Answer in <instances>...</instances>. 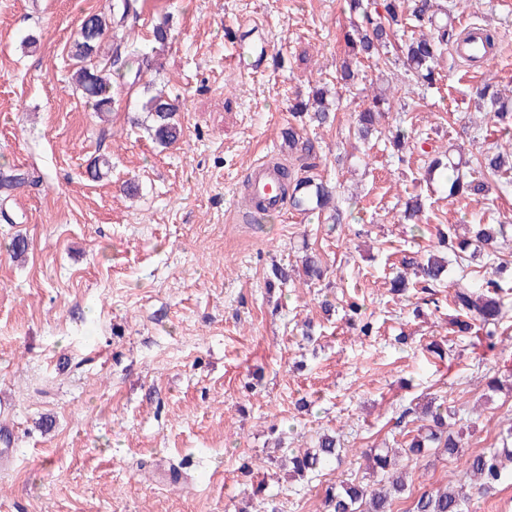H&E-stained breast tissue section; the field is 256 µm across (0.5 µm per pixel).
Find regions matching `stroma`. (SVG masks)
I'll return each instance as SVG.
<instances>
[{"instance_id": "obj_1", "label": "stroma", "mask_w": 512, "mask_h": 512, "mask_svg": "<svg viewBox=\"0 0 512 512\" xmlns=\"http://www.w3.org/2000/svg\"><path fill=\"white\" fill-rule=\"evenodd\" d=\"M108 4L0 0V167L29 174L0 191V512H322L329 486L368 481L365 449L403 446L402 406L430 397L455 411L450 430L466 452L501 447L512 389L487 382L512 380V292L503 341L489 351L458 332L452 289L395 295L390 280L403 254L436 251L449 226L512 214V173L479 201L425 180L449 146L512 144V126L475 109L484 86L512 91V0L448 5L457 27L497 29L486 67L448 50L440 80L416 85L393 45L386 64L361 62L343 90L345 0H138L135 48L150 50L163 21L172 38L160 70L118 80V102L100 116L71 88L69 45L84 16ZM243 16L266 43L253 68L234 62ZM316 87L338 94V109L333 123L304 130L315 153L303 162L282 132L293 100ZM385 87L394 106L361 143L357 115ZM158 89L183 129L166 148L140 109ZM399 128L407 139L397 148ZM99 156L112 167L95 179ZM261 161L336 185L340 225L289 207L245 221L244 188ZM416 194L425 210L412 225L402 213ZM17 236L20 258L9 249ZM308 251L327 266L324 281L267 286L272 264ZM352 296L371 336L348 321ZM434 341L445 357L429 351ZM327 431L340 438L341 463L289 478L282 450ZM400 464L410 494L393 512L463 478V461L441 454ZM259 481L263 496L245 503Z\"/></svg>"}]
</instances>
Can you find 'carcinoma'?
Listing matches in <instances>:
<instances>
[{
	"label": "carcinoma",
	"instance_id": "cac0c4a2",
	"mask_svg": "<svg viewBox=\"0 0 512 512\" xmlns=\"http://www.w3.org/2000/svg\"><path fill=\"white\" fill-rule=\"evenodd\" d=\"M352 13L361 14V22H351V30L346 34L348 46L357 58H373L375 64L383 61L382 55L391 44L395 28L411 20L422 27L426 22L433 28L427 35L411 31L404 40L400 51L403 63L407 66L415 82L432 84L435 82L436 67L445 48H452L466 38L464 31L448 22L438 21L441 15H448V7L440 0H383L385 14L372 16L364 7V0H347ZM137 0H115L107 13H90L84 17L80 28L73 37L69 54L76 61L74 73L76 90L92 106L94 111L104 113L112 111L114 96L112 93V75L125 77L124 68L137 64L135 76H140L143 69H150L156 64V54L164 49L169 41V28L164 24L155 26L153 31L155 47L149 53L128 52L122 54L121 45H115L113 59L100 56V47L111 32L125 31L128 22L137 20ZM512 100L505 101L497 93L485 86L478 93V108L484 110L496 121L512 119L508 108ZM152 118L153 137L162 146L171 145L180 140L181 126L174 120L177 106L169 98L157 94L149 97L142 106ZM299 112L308 115L309 121L319 126L335 120L330 103L324 92L317 89L311 99L296 107ZM390 110V100L386 93L374 95L372 104L359 112L358 137L366 141L376 130L378 119ZM283 139L288 147L309 157L314 145L303 139L297 129L290 125L283 132ZM512 170V148L475 146L472 159L463 154L448 153L445 159L435 158L428 165V180L438 181L448 191V197L486 196L489 191V178ZM281 177L280 188L289 204L306 213L314 210L330 211L331 219H336L338 211L336 192L333 188L301 178L285 167L278 168ZM470 237L458 238L450 231L441 236L440 243L457 238L453 253L456 263L464 261V255L473 243L477 242L491 250L488 254L492 276L481 284V291L475 292L469 286L454 282L453 295L457 311L465 319L457 320L458 331L467 333L472 323L477 322L484 330L485 340L494 346L497 328L502 324L504 303L501 297L504 287L512 283V264L499 261L497 249L502 247L506 238L505 222L497 224H471ZM403 271L391 279V289L404 292L410 288L407 274L413 275L415 283L422 288L443 286L448 280L449 260L431 255L419 260L404 257L401 260ZM304 274L309 281H320L325 272L321 261L316 256L304 260ZM413 418L421 422L410 442L407 452L413 456L424 455L430 448H441L450 457L463 452L461 441L448 434V409L435 405L430 400L422 407H406L399 420ZM340 443L336 435L324 433L317 439L311 450L292 453L286 459L288 468L297 476H305L320 464L335 459L341 461ZM372 471L381 474L376 483L361 484L342 481L327 488L324 497L325 512H392V502L405 494L407 485L402 476L394 471L395 458L389 448H368L364 451ZM512 464V448L503 443V448L495 451L471 455L466 459L467 472L478 484L476 492L487 494L494 490L506 477L508 466ZM470 497L461 490L443 487L426 490L413 501L412 512H467Z\"/></svg>",
	"mask_w": 512,
	"mask_h": 512
}]
</instances>
